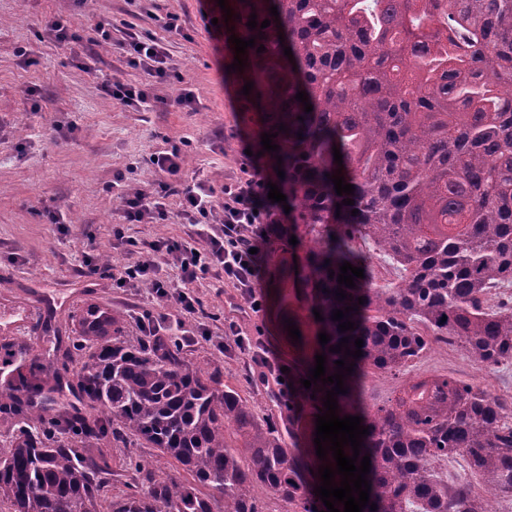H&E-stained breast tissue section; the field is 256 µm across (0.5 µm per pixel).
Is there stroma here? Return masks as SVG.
I'll return each mask as SVG.
<instances>
[{
    "mask_svg": "<svg viewBox=\"0 0 512 512\" xmlns=\"http://www.w3.org/2000/svg\"><path fill=\"white\" fill-rule=\"evenodd\" d=\"M169 12L181 16L182 33L163 29L161 18ZM209 16L223 18L217 0H0V367L10 363L17 346L46 351L44 321L67 336L88 306H108L122 315L125 335L136 336V316L149 306L172 320L205 324L209 337L186 344L188 357L206 360L258 416H276L250 358L236 350L220 352L211 339L233 323L243 335L262 338L270 356L295 363L266 284L270 270L288 261L286 240L265 238L259 278L266 304L257 314L220 278L197 284L199 308L188 316L152 306L146 290H123L112 281L113 273L136 259L115 245L112 226L121 195L147 188L156 178L145 158L187 138L192 148L180 176L184 183L221 186L240 176L245 161L263 179L271 177L263 158L245 156L256 146L252 111L230 69L228 36L216 23L206 24ZM57 17L66 22L71 40L45 37V24ZM100 21L111 24L112 44L96 42ZM131 28L165 43L178 73L154 85L155 102L147 111L121 105L80 68L91 58L103 75L133 86L144 83L142 71L129 67L116 46ZM186 88L195 95L190 110L175 103ZM104 254L110 264L90 272L86 256ZM445 374L493 396H512V366L479 368L462 347L437 343L398 376L368 375L363 395L367 404H378L405 383ZM107 456L114 471L105 490L109 497L139 483L128 464L132 458L155 462L159 475L184 476L156 462L150 448L111 447Z\"/></svg>",
    "mask_w": 512,
    "mask_h": 512,
    "instance_id": "stroma-1",
    "label": "stroma"
}]
</instances>
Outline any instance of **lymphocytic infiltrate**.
Masks as SVG:
<instances>
[{"mask_svg": "<svg viewBox=\"0 0 512 512\" xmlns=\"http://www.w3.org/2000/svg\"><path fill=\"white\" fill-rule=\"evenodd\" d=\"M129 67L141 70L147 82L132 86L120 80H105L103 91L125 106L141 108L151 101L150 83H163L174 76L164 44L149 35L128 34L121 44ZM190 140L171 144L166 150L151 155L147 164L157 175L151 187L123 194L120 201L122 221L114 225L112 233L118 244L137 253L132 264L123 267L114 282L119 288H138L150 285L151 295L158 302L172 303L191 314L196 310L197 298L193 287L206 277L225 279L237 288L240 297L253 312H261L264 298L258 290L259 247L263 234L280 216L261 203L265 183L255 174L225 182L222 188L199 181L184 185L178 179ZM179 196L180 222L193 225V239L153 237L134 239L124 233L128 224L168 220L163 205L165 198ZM223 196L224 215L215 219L216 196Z\"/></svg>", "mask_w": 512, "mask_h": 512, "instance_id": "f902f5d3", "label": "lymphocytic infiltrate"}]
</instances>
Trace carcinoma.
Instances as JSON below:
<instances>
[{
  "mask_svg": "<svg viewBox=\"0 0 512 512\" xmlns=\"http://www.w3.org/2000/svg\"><path fill=\"white\" fill-rule=\"evenodd\" d=\"M226 7L240 15L231 34L255 39L242 80L253 83L255 110L272 119L262 132L278 133L280 149L263 155L274 172L282 157L285 177L275 182L292 221L281 232L298 240L288 246L296 260L280 296L309 351L304 368L288 372L295 392L278 420L265 421L207 363L189 359L180 338L126 336L112 310L91 306L79 319L84 357L72 399L59 398L71 355L51 325L44 332L61 366L21 346L0 370V419L32 422L0 452V499L11 512H264L266 494L293 512H328L315 487L319 466L336 462L318 458L314 438L332 384L306 389L300 380L322 353L326 375L335 374L344 352L329 348L346 337L350 350L357 338L363 347L346 359L355 366L337 395L338 415L368 428L360 456L370 455L376 512H489L490 497L512 494V401L446 375L371 407L361 386L369 373L398 375L433 342L453 341L480 368L512 363V298L490 303L492 289L512 282V0ZM252 13L270 26L248 28ZM300 91L313 111L295 99ZM338 169L352 194L337 195L326 177ZM347 198L354 204L338 206ZM375 257L395 266L396 287H375ZM345 261L364 278L339 302ZM360 297L349 312L354 329L340 331L332 311ZM321 332L330 335L325 346ZM54 430L70 441L50 443ZM128 444L154 449L190 479L132 460L141 487L102 508L103 448ZM457 455L478 489L451 487L436 472L437 461Z\"/></svg>",
  "mask_w": 512,
  "mask_h": 512,
  "instance_id": "cac0c4a2",
  "label": "carcinoma"
}]
</instances>
